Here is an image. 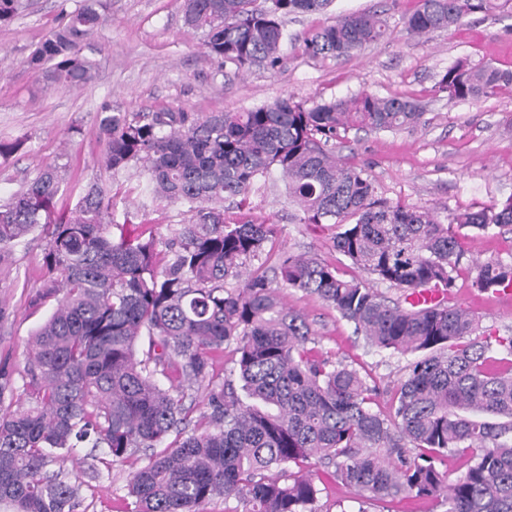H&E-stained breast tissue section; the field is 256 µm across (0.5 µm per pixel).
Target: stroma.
<instances>
[{"mask_svg": "<svg viewBox=\"0 0 512 512\" xmlns=\"http://www.w3.org/2000/svg\"><path fill=\"white\" fill-rule=\"evenodd\" d=\"M84 0H23L14 20L0 26V141L18 142L0 155V204L35 179L45 166H56L60 191L56 212H74L87 186H108L110 219L129 229L150 225L160 255L188 223L187 206L154 196L140 164L112 171L102 164L99 109L110 104L123 112H240L287 95L313 103L348 99L368 92L418 100L423 116L414 126L394 131L348 130L333 146L343 164L364 169L378 198L429 209L441 221L481 206L512 198V87L479 102L454 100L438 92L440 74L457 61L512 70V0H491L489 10L472 14L452 30L411 36L405 16L418 0H333L325 13L284 19L285 38L278 68L236 73L231 64L205 52L201 32L184 23L182 0H98L101 23L82 53L94 64L91 79L78 87L51 85L27 60L51 30L65 23ZM383 11L389 25L385 40L342 57L313 58L302 38L333 24L336 17ZM299 206L289 199L280 175L257 182L249 205L224 202V221H270L278 233L247 270H271L278 253L309 252L338 269L344 279H366L332 245V230L300 221ZM465 255L452 300L480 319L483 332L512 333V298L472 288L476 263L494 258L512 263V224L488 232L466 229ZM46 242L31 234L0 259V302L11 319L0 326V358L17 365L27 360L32 331L51 306L30 308L28 295L42 280ZM286 307L304 316L310 345L353 365L377 388L374 411L388 413L394 388L405 378L409 356L379 352L356 336L353 326L323 300L295 288L280 291ZM106 449H74L63 468L80 488L74 512H126L127 484L140 466L139 456L103 465L91 475V456ZM320 490L317 512H358L359 501L332 469L315 468Z\"/></svg>", "mask_w": 512, "mask_h": 512, "instance_id": "35a3bbf8", "label": "stroma"}]
</instances>
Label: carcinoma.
<instances>
[{"label": "carcinoma", "mask_w": 512, "mask_h": 512, "mask_svg": "<svg viewBox=\"0 0 512 512\" xmlns=\"http://www.w3.org/2000/svg\"><path fill=\"white\" fill-rule=\"evenodd\" d=\"M489 0H419L407 31L451 29ZM332 0H183L188 27L208 55L235 66L281 62L282 18L325 11ZM94 0L54 29L29 65L53 84L86 82L92 62L80 44L98 26ZM383 14L353 13L303 37L312 57H339L387 37ZM512 86V70L458 63L438 88L478 102ZM420 105L363 92L311 107L294 97L245 112L130 114L106 105L98 132L103 164H143L154 194L189 206L161 263L151 230L104 222L112 197L87 188L71 216L58 214L57 169L0 204V258L37 231L46 240L43 279L29 306L53 303L32 334L21 371L0 360V503L12 512H72L78 486L53 470L72 448L104 447L114 459L144 449L128 487L130 512H198L205 501L238 498L248 512H315V461L359 497H441L445 512H512V335H477L474 315L446 300L409 303L431 286L454 288L465 252L462 227L486 232L512 224V200L457 214L376 198L362 169L336 159L330 142L350 128L395 130L419 122ZM278 170L302 222L337 229L333 247L353 265L401 291L392 299L345 280L309 253H284L275 277L254 271L229 279L277 234L269 222L224 223V197L247 200L255 181ZM472 287L512 282V264H476ZM314 294L378 349L412 355L391 409L372 408L376 388L359 370L307 347L311 329L286 308L280 289ZM148 347L137 356V346ZM234 346L229 374L214 355ZM178 375L164 388L160 380ZM206 391L191 416L188 390ZM420 453L411 455V449ZM471 452L455 480L437 463Z\"/></svg>", "instance_id": "carcinoma-1"}]
</instances>
